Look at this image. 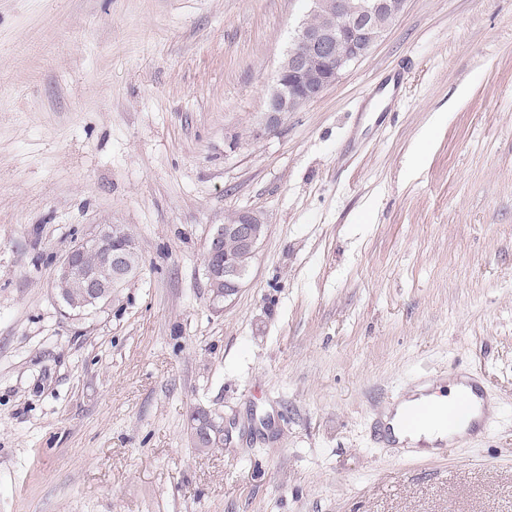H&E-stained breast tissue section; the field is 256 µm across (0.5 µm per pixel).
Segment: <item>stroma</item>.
<instances>
[{
  "instance_id": "obj_1",
  "label": "stroma",
  "mask_w": 512,
  "mask_h": 512,
  "mask_svg": "<svg viewBox=\"0 0 512 512\" xmlns=\"http://www.w3.org/2000/svg\"><path fill=\"white\" fill-rule=\"evenodd\" d=\"M306 8L0 0V512H512V0H407L253 138ZM244 211L266 232L216 307L206 244ZM110 224L140 270L69 312L56 267ZM458 375L486 427L381 442ZM424 387L414 389L409 392L408 398L397 404L394 413L391 418L386 419V423L393 426L394 433L400 442L408 439L411 443L417 444L421 441H425L427 444H433L437 438H443L444 433L447 431L444 429V425L437 419H433L432 415H435L432 411V406L441 408L440 398L434 395L425 396L423 395ZM416 408H427L428 412L426 417L429 419L427 423L421 425L416 431L409 429H402L407 415Z\"/></svg>"
}]
</instances>
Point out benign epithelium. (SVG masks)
<instances>
[{
    "label": "benign epithelium",
    "instance_id": "obj_1",
    "mask_svg": "<svg viewBox=\"0 0 512 512\" xmlns=\"http://www.w3.org/2000/svg\"><path fill=\"white\" fill-rule=\"evenodd\" d=\"M307 2L309 18L295 29L292 45L269 85L263 116L251 130L255 139L277 129L288 113L300 111L335 83L344 70L366 57L388 31L379 26L378 16L385 14L398 18L406 4V0H364L353 9L348 0ZM322 13L330 16V24L326 27L312 23V18ZM265 230L266 225L257 223L248 212H240L215 228L207 244L205 275L216 301L233 299L245 283L224 244L232 240L239 248L255 253ZM135 247L134 237L121 224H114L99 231L91 240L73 245L59 263L55 284H60L86 263L87 255L92 251L95 261L112 268V282L107 285L90 277L84 285L82 301L65 302L63 291L58 288L59 300L71 311H83L97 305L112 293V289L129 280L126 258ZM221 282L224 283L222 290L216 288Z\"/></svg>",
    "mask_w": 512,
    "mask_h": 512
}]
</instances>
